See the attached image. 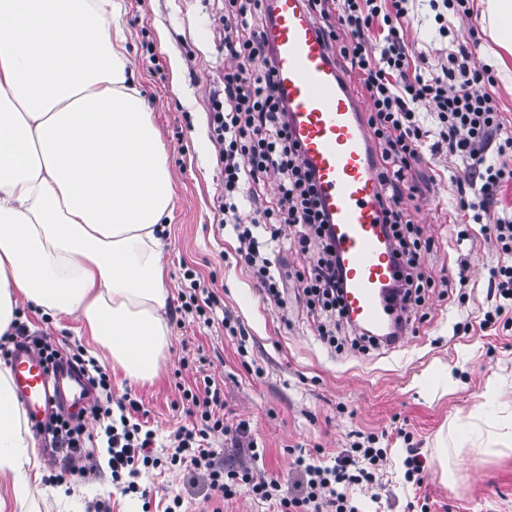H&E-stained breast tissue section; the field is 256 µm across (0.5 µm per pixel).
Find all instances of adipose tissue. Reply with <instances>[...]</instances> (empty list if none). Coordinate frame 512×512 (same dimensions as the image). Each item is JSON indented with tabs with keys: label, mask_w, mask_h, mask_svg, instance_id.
Instances as JSON below:
<instances>
[{
	"label": "adipose tissue",
	"mask_w": 512,
	"mask_h": 512,
	"mask_svg": "<svg viewBox=\"0 0 512 512\" xmlns=\"http://www.w3.org/2000/svg\"><path fill=\"white\" fill-rule=\"evenodd\" d=\"M480 24L505 68L512 0H483ZM98 0H0V335L19 301L77 317L134 382L155 378L170 344L161 265L172 205L165 151ZM36 440L0 362V475L23 497Z\"/></svg>",
	"instance_id": "ef3b65f1"
}]
</instances>
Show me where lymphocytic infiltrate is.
<instances>
[{"label": "lymphocytic infiltrate", "instance_id": "lymphocytic-infiltrate-1", "mask_svg": "<svg viewBox=\"0 0 512 512\" xmlns=\"http://www.w3.org/2000/svg\"><path fill=\"white\" fill-rule=\"evenodd\" d=\"M408 0H303L331 63L343 76H355L362 95L372 106L364 117L369 140L377 150L380 171L377 195L381 219L392 241L396 264L395 288L388 300L398 316L390 332L379 335L352 326L343 307L344 281L336 244L326 231L329 217L321 205L313 171L306 161L288 121V104L275 81L273 52L264 38L270 23L265 0H224L218 18L224 49V72L210 99L208 124L211 141L223 175L218 209L223 223L233 227L239 247L237 262L250 269L257 285L278 304H285L284 282L266 256L268 241L278 240L282 227L293 228L296 252L314 253L313 264L291 271L290 280L302 291L307 309L317 316V331L331 346L377 349L396 342L408 324L403 314L421 305L435 282L424 270L431 247L410 213L405 196L414 194V172L423 150L448 153L461 160L462 174L450 175L457 187L456 205L470 214L473 223H487L502 252H512V216L496 212L497 195L512 183V128L498 107L492 68L479 64L466 50L446 54L431 73L410 71L414 60H426L425 51L405 38ZM386 29L373 44V27ZM498 160H487L488 152ZM280 174L274 201L262 192L270 173ZM253 208L250 220L239 214L242 202ZM268 241H261V233ZM69 357L87 373L99 397L90 409L105 439L113 479H127L135 491L140 467L190 463L206 478L217 502L233 499L248 488L272 502L275 512H358L348 493L350 487H373L387 459L386 449L376 447L374 435L354 442L336 465H305L308 477L303 496L279 492V483L254 474L249 468H225L218 444L224 436L245 434V422L228 426L224 421V390L211 376L183 389L192 422L174 435L173 450L161 458L154 453V435L135 416L137 400L113 398L112 377L83 349L69 350ZM51 448L65 449L68 466L57 474L64 482L73 465L85 462L87 471L97 467V444L84 422L60 416L36 429Z\"/></svg>", "mask_w": 512, "mask_h": 512}]
</instances>
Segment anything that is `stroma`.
<instances>
[{
	"instance_id": "35a3bbf8",
	"label": "stroma",
	"mask_w": 512,
	"mask_h": 512,
	"mask_svg": "<svg viewBox=\"0 0 512 512\" xmlns=\"http://www.w3.org/2000/svg\"><path fill=\"white\" fill-rule=\"evenodd\" d=\"M117 2L127 70L167 151L172 182L161 257L170 346L158 376L143 384L129 382L103 351L95 358L111 374L115 396L127 393L141 403L159 455H167L171 435L185 421L179 386L193 374L182 359L198 351L206 359V374L224 387L229 422L247 424L244 438L225 440V465L249 462L292 492L302 478L298 456L331 466L357 432L375 433L388 459L380 487L352 490L359 512H512V448L481 457L473 453L485 423L512 424V307L503 312V324L479 327L496 305L486 295L488 270L512 265V255L458 214L447 158L428 160L438 187L415 195L406 207L431 241L425 267L434 280L469 263L465 298L433 290L422 321L396 344L336 351L319 336L296 289H289L285 307L266 300L250 270L236 262L235 233L220 224L217 199L223 185L207 113L209 92L224 68L216 30L224 0ZM407 7V37L432 58L461 44L479 61L492 45L486 36L474 40L478 18L464 22L448 16L443 35L428 0H409ZM464 227L470 237L461 241L457 234ZM189 269L214 295V324L181 313ZM227 312L244 327V341L221 326ZM19 319L62 347L86 343L77 320L60 326L28 304ZM460 323L470 324V331L456 332ZM241 343L248 350L243 360L237 355ZM401 427L407 432L403 439L397 436ZM413 453L423 464L417 486L405 480V461ZM38 460L43 479L24 501H16L10 479H0L5 512H165L176 498L182 512L208 508L209 489L183 466L143 470L138 491L126 494L103 463L95 473L70 476L67 487L75 495L61 499L50 491L49 460L43 454Z\"/></svg>"
}]
</instances>
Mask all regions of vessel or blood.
<instances>
[{
  "instance_id": "b4317fda",
  "label": "vessel or blood",
  "mask_w": 512,
  "mask_h": 512,
  "mask_svg": "<svg viewBox=\"0 0 512 512\" xmlns=\"http://www.w3.org/2000/svg\"><path fill=\"white\" fill-rule=\"evenodd\" d=\"M268 4L276 81L329 216L328 230L342 260L347 315L354 323L381 329L393 318L381 294L395 267L377 205L380 180L361 124L363 107L329 61L302 0ZM9 367L19 402L34 424L63 404L66 389L81 382L66 367L46 372L38 355L23 346L13 351Z\"/></svg>"
}]
</instances>
